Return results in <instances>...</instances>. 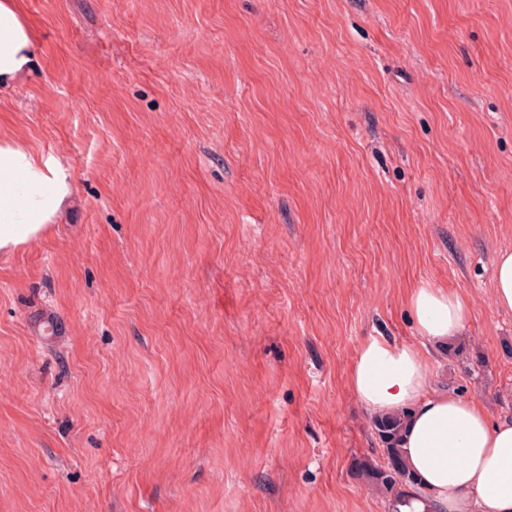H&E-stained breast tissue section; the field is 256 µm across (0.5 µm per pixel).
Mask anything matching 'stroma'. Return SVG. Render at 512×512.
<instances>
[{"instance_id": "obj_1", "label": "stroma", "mask_w": 512, "mask_h": 512, "mask_svg": "<svg viewBox=\"0 0 512 512\" xmlns=\"http://www.w3.org/2000/svg\"><path fill=\"white\" fill-rule=\"evenodd\" d=\"M0 139L71 203L0 255V512H389L359 343L512 416V0H15ZM56 332L45 335L47 321ZM32 36L14 9L13 0L0 1V88L12 85L35 66ZM493 294L499 312L512 313V251L497 253L494 262Z\"/></svg>"}]
</instances>
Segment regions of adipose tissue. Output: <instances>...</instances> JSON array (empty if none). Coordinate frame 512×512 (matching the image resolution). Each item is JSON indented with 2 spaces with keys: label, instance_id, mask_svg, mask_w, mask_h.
Wrapping results in <instances>:
<instances>
[{
  "label": "adipose tissue",
  "instance_id": "1",
  "mask_svg": "<svg viewBox=\"0 0 512 512\" xmlns=\"http://www.w3.org/2000/svg\"><path fill=\"white\" fill-rule=\"evenodd\" d=\"M32 36L13 6L0 0V88L33 70ZM71 194L61 163L21 145L0 142V251L41 238ZM408 304L420 344L384 336L363 340L349 386L372 415L401 414L400 446L418 481L399 512H512V418H491L474 399L434 389L430 344L461 335L471 322L462 294L421 283Z\"/></svg>",
  "mask_w": 512,
  "mask_h": 512
}]
</instances>
